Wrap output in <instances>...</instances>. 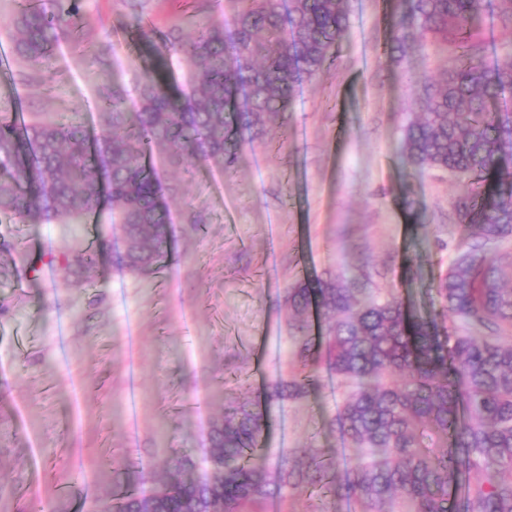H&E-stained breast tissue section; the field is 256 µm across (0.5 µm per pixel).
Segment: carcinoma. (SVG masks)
I'll return each instance as SVG.
<instances>
[{"mask_svg":"<svg viewBox=\"0 0 512 512\" xmlns=\"http://www.w3.org/2000/svg\"><path fill=\"white\" fill-rule=\"evenodd\" d=\"M231 2L230 22L211 18L188 36L173 23L157 42L142 13L131 16L129 27L183 81L173 91L158 71L140 72L131 112L112 76L99 90L94 140L70 114L31 113L19 125L1 112L0 214L15 224L104 215L123 238L121 266L141 276L162 267L171 230L146 158L233 169L245 137L278 124L296 87L326 70L348 21L344 0ZM490 16L512 25V0H399L389 20L387 50L398 57L429 45L451 53L440 78L416 81L400 159L407 169L468 178L452 207L470 225L469 241L435 287L438 315L455 334L345 269L297 281L288 289L296 371L272 386L265 409L237 403L212 425L224 493L202 474L186 476L187 459L154 489L167 512L221 500L224 512H247L302 488L343 497L352 512H512V105L489 108L512 101V51L488 59L481 30ZM8 36L16 62L40 72L61 44L88 48L84 0H20ZM94 263L85 249L65 270L81 275ZM313 308L325 326L318 339L309 333ZM321 362L345 385L331 424L354 463L330 469L316 449L298 448L272 465L259 448L269 410L315 389ZM148 501L127 489L101 512H146Z\"/></svg>","mask_w":512,"mask_h":512,"instance_id":"1","label":"carcinoma"}]
</instances>
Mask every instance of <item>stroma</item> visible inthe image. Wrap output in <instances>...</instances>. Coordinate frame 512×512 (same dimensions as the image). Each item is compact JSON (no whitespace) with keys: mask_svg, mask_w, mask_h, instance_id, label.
<instances>
[{"mask_svg":"<svg viewBox=\"0 0 512 512\" xmlns=\"http://www.w3.org/2000/svg\"><path fill=\"white\" fill-rule=\"evenodd\" d=\"M393 0H346L349 24L329 73L304 81L282 126L242 141L226 172L193 180L165 159L172 249L154 276L117 263V233L91 223L13 224L34 271L0 281V512H89L128 487L151 491L165 468L203 462L212 424L234 400L264 404L296 364L287 291L300 278L349 268L366 287L400 290L433 314L434 283L469 229L451 200L465 179L403 168L400 129L411 77H435L449 55L397 61L386 50ZM130 0H87L95 56L62 45L35 79L0 76V112L77 114L99 133L97 72L106 59L136 106L149 57L126 32ZM98 248L90 285L64 259ZM300 400L273 405L271 460L319 449L350 465L330 424L344 387L326 366Z\"/></svg>","mask_w":512,"mask_h":512,"instance_id":"stroma-1","label":"stroma"}]
</instances>
